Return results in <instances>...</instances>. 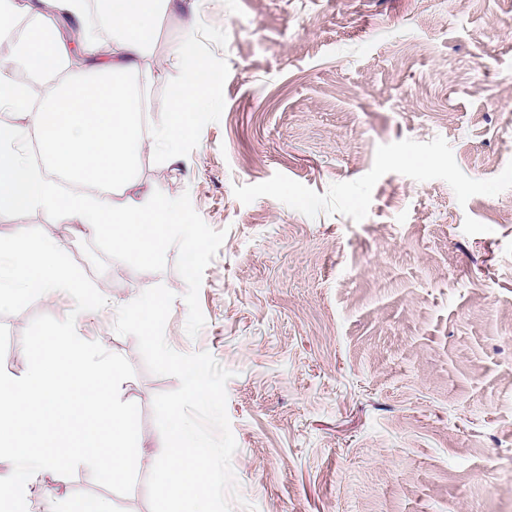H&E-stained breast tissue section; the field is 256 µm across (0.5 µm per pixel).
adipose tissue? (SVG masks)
Segmentation results:
<instances>
[{
	"mask_svg": "<svg viewBox=\"0 0 512 512\" xmlns=\"http://www.w3.org/2000/svg\"><path fill=\"white\" fill-rule=\"evenodd\" d=\"M177 0H96L100 20L112 34V52L100 49L84 24L87 0H0V29L24 16L35 25L24 32L20 54L28 69L52 77L71 63L69 39L81 41L89 68L84 75L51 87L33 103L23 81L0 64V110L27 115L28 125L0 131V211L42 210L68 224L109 236L114 249L151 264L168 238L191 235L192 224L160 192L137 191L136 173L145 150L162 161L180 160L179 145L196 115L209 107L208 88L220 71L195 55L186 33L170 50L185 80L172 92L167 118L145 126L140 89L163 73L142 60L155 38L156 18ZM38 131L46 160L66 175L60 192L23 157L30 131Z\"/></svg>",
	"mask_w": 512,
	"mask_h": 512,
	"instance_id": "obj_1",
	"label": "adipose tissue"
}]
</instances>
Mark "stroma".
Listing matches in <instances>:
<instances>
[{"mask_svg": "<svg viewBox=\"0 0 512 512\" xmlns=\"http://www.w3.org/2000/svg\"><path fill=\"white\" fill-rule=\"evenodd\" d=\"M190 26L223 73L214 107L180 164L145 152L137 179L179 201L194 240L144 266L46 212L0 211V236L41 229L104 287L78 329L133 365L145 448L130 494L80 467L44 474L31 512L90 495L150 512L152 400L179 381L114 322L159 284L169 346L233 373L232 512H512V0H183L156 19L146 62L167 71L145 125L184 80L168 55ZM73 308L58 291L1 317L7 372L27 370L34 317Z\"/></svg>", "mask_w": 512, "mask_h": 512, "instance_id": "35a3bbf8", "label": "stroma"}]
</instances>
